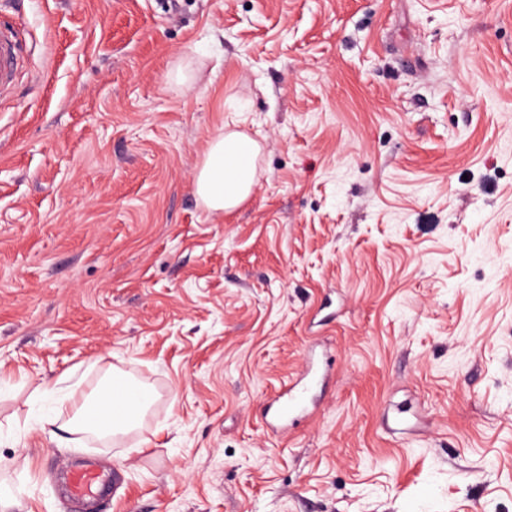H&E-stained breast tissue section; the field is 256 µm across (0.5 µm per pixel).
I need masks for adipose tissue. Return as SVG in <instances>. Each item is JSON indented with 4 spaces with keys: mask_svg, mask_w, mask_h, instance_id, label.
I'll return each mask as SVG.
<instances>
[{
    "mask_svg": "<svg viewBox=\"0 0 512 512\" xmlns=\"http://www.w3.org/2000/svg\"><path fill=\"white\" fill-rule=\"evenodd\" d=\"M259 153V143L240 131L226 132L209 143L195 182L196 193L209 211L227 213L249 198L257 182ZM114 392L124 402L125 412H104L99 430L103 436L135 427L153 401L144 387L117 377L100 388L96 399L105 401Z\"/></svg>",
    "mask_w": 512,
    "mask_h": 512,
    "instance_id": "adipose-tissue-1",
    "label": "adipose tissue"
}]
</instances>
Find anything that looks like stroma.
I'll return each mask as SVG.
<instances>
[{"instance_id":"35a3bbf8","label":"stroma","mask_w":512,"mask_h":512,"mask_svg":"<svg viewBox=\"0 0 512 512\" xmlns=\"http://www.w3.org/2000/svg\"><path fill=\"white\" fill-rule=\"evenodd\" d=\"M0 512H512V0H0ZM257 183L208 211L210 141ZM315 349L287 433L265 403ZM120 371L115 437L42 386ZM25 42L26 33L23 29L0 26V96L15 84L21 69ZM259 143L240 131L224 133L208 145L196 175V193L213 213H227L251 195L257 182ZM117 377L122 376L115 375L110 382L100 388L96 396V401L101 404L104 413L103 426L97 431L102 436H114L135 427L153 401V394L144 387ZM113 392L125 402L126 413L123 415H113L109 405H103ZM68 491L78 500L93 497L104 504L110 497L109 480L103 473L88 467H70L68 469Z\"/></svg>"}]
</instances>
